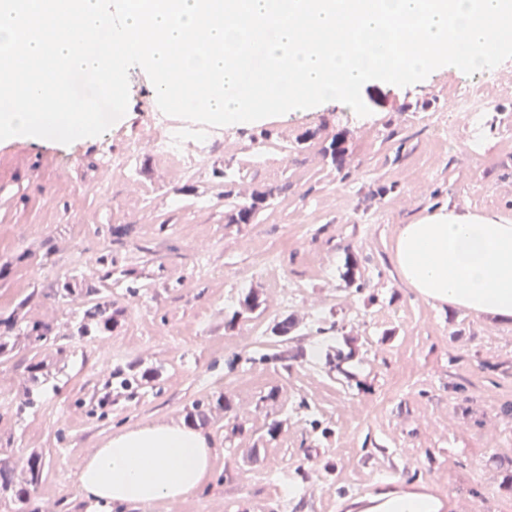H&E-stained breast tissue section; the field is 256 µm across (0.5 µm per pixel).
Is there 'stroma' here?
<instances>
[{"label": "stroma", "mask_w": 512, "mask_h": 512, "mask_svg": "<svg viewBox=\"0 0 512 512\" xmlns=\"http://www.w3.org/2000/svg\"><path fill=\"white\" fill-rule=\"evenodd\" d=\"M472 81L496 103L474 120L454 113L456 87L438 71L408 88L364 85L365 117L336 105L225 126L223 147L197 176L150 153L129 182L100 169L103 151L158 108L138 69L129 73V111L103 135L68 145L0 141V316L22 307L55 338L0 354V446L21 460L40 454L43 512H84L79 464L113 430L187 421L198 401L211 405L203 427L214 444L212 481L192 499L199 512H271L278 491L269 474L305 456L315 466L288 512H366L379 493L421 484L443 501L441 512H512V323L425 301L390 258L409 218L443 208L512 217V59ZM451 120L458 138L448 146L436 134ZM339 133L338 168L324 149ZM228 165L243 173L229 188ZM255 190L273 196L251 223H228L233 196ZM292 232L298 242L283 247ZM259 250L274 255L278 276L253 274ZM349 259L353 286L339 276ZM119 275L125 287H115ZM237 275L259 292L262 312L228 329L224 283ZM65 286L75 295L58 296ZM86 288L124 308L111 332H76ZM288 288L300 296L285 300ZM320 315L335 317L340 347L361 359L357 383L308 361L288 371L269 362L257 367L256 390L240 388L253 351L281 348L269 325L292 318L293 344L308 348ZM38 361L47 376L37 405L18 413ZM405 362L413 385L386 394ZM130 365L155 369L157 380L133 394L107 392L113 372ZM302 397L330 436L314 440L294 418L269 434ZM379 398L382 415L364 419L365 404ZM344 416L359 421L354 433Z\"/></svg>", "instance_id": "obj_1"}]
</instances>
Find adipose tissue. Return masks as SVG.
<instances>
[{"mask_svg": "<svg viewBox=\"0 0 512 512\" xmlns=\"http://www.w3.org/2000/svg\"><path fill=\"white\" fill-rule=\"evenodd\" d=\"M392 260L423 299L512 322V218L437 211L401 225ZM205 431L156 421L113 432L77 472L85 512H156L194 497L212 468Z\"/></svg>", "mask_w": 512, "mask_h": 512, "instance_id": "adipose-tissue-1", "label": "adipose tissue"}]
</instances>
